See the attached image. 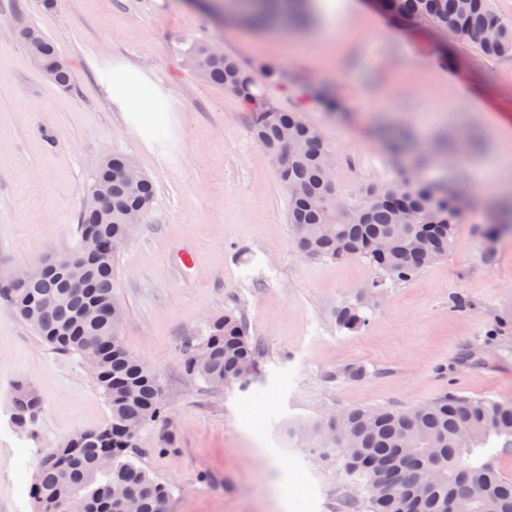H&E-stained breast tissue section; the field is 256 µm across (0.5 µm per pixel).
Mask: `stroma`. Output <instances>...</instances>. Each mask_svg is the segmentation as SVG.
<instances>
[{
    "instance_id": "35a3bbf8",
    "label": "stroma",
    "mask_w": 512,
    "mask_h": 512,
    "mask_svg": "<svg viewBox=\"0 0 512 512\" xmlns=\"http://www.w3.org/2000/svg\"><path fill=\"white\" fill-rule=\"evenodd\" d=\"M14 0H0V279L9 270L68 254L78 241L85 188L97 161L115 152L153 181L148 215L119 250L112 284L125 307L122 342L159 376L168 426L143 429L135 462L170 489L165 512H367L366 491L342 460L321 457L299 424L349 408L404 409L451 391L512 399V237L484 264L471 236L485 205L472 203L447 257L390 286L365 330L336 326V309L374 275L363 258L300 253L288 224V194L252 138L240 99L201 79L187 44H220L245 64L278 56L258 27L215 21L188 0H29L27 20L55 44L74 72L70 88L37 70L15 36ZM336 33V83L345 114L316 100L320 81L302 65L266 86L272 103L299 112L336 153L333 183L342 203L391 180L397 165L425 182L456 181L437 161L446 130L462 123L482 142L475 160L504 161L491 121L512 126V57L488 60L463 40L441 42L428 27L387 40L390 19L368 0ZM447 53L448 71L479 98L475 112L420 58ZM146 94L161 112L147 132L124 117V98ZM388 100L412 138L434 149L393 160L375 111ZM447 106L444 121L413 128ZM390 111V112H391ZM189 248L194 265L172 255ZM462 296L472 308L458 310ZM241 315L261 349L251 389H214L181 368L184 342L209 319ZM363 367L351 379L345 367ZM38 392L34 420L16 425L17 379ZM110 410L85 358L54 352L0 300V512H38L31 496L42 458L75 434L102 426ZM172 433L174 448L156 441Z\"/></svg>"
}]
</instances>
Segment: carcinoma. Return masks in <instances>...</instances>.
Here are the masks:
<instances>
[{"mask_svg": "<svg viewBox=\"0 0 512 512\" xmlns=\"http://www.w3.org/2000/svg\"><path fill=\"white\" fill-rule=\"evenodd\" d=\"M241 13L256 25L279 18V0H244ZM377 7L409 29L430 26L450 39L474 44L487 58L512 55V25L500 21L492 0H377ZM20 37L29 55H38L50 79L61 87L73 83L53 43L27 24ZM188 59L205 81L236 94L250 112L255 142L270 160L288 152V163L273 165L288 190V223L303 254L344 260L363 257L376 277L353 303L336 308V325L359 332L369 325L367 311L387 284L405 282L429 264L448 256L457 243V228L469 205L462 185L437 186L402 168L395 179L370 185L357 202L336 208L332 172L336 156L317 129L296 112L271 104L264 84L282 80L279 70L264 61L249 66L210 43H194ZM110 187V202L97 201L88 190V205L80 215V235L94 231L117 253L134 225L129 211L145 215L155 196L153 182L133 160L123 155L103 158L92 183ZM512 232V213L490 209L473 225L482 261L491 265L500 239ZM87 275L79 284L52 274L24 288L0 286V297L13 305L54 351L91 359L103 376L97 379L111 411L107 429L74 436L52 450L55 462L39 470V490L33 492L40 512H55V500L70 496L88 505L86 512H107L105 487L112 483L134 496L142 512H158L169 489L136 465L131 455L146 442L125 427L157 426L167 421L162 390L155 372L129 352L121 340L125 308L112 292L114 260L101 264L85 258ZM93 307L96 321L80 313ZM260 350L234 312L212 318L207 334L182 347L181 367L215 389L246 390L258 376ZM16 415L33 417L40 399L21 381L13 400ZM320 455L338 453L348 475L361 481L371 512H452L456 501L468 512H512V478L503 475L485 455L498 441L512 447V401L470 398L446 392L407 409H348L323 418L312 428ZM112 452V469L98 470V461ZM433 472L434 485L419 490L421 471Z\"/></svg>", "mask_w": 512, "mask_h": 512, "instance_id": "cac0c4a2", "label": "carcinoma"}]
</instances>
